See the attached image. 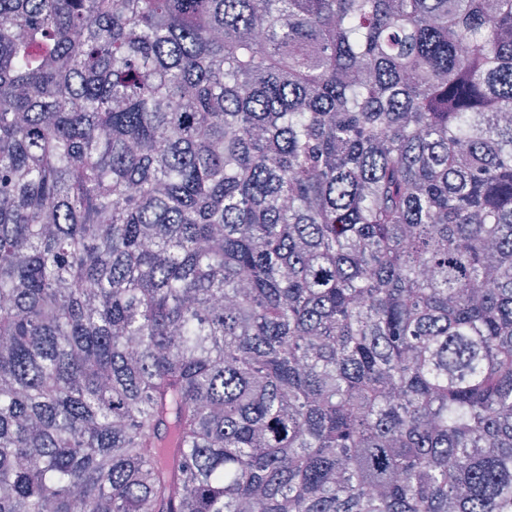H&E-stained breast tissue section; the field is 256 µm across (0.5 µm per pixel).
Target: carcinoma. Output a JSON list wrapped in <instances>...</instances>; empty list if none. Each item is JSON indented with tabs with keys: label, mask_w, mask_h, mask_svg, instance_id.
<instances>
[{
	"label": "carcinoma",
	"mask_w": 512,
	"mask_h": 512,
	"mask_svg": "<svg viewBox=\"0 0 512 512\" xmlns=\"http://www.w3.org/2000/svg\"><path fill=\"white\" fill-rule=\"evenodd\" d=\"M0 512H512V0H0Z\"/></svg>",
	"instance_id": "1"
}]
</instances>
